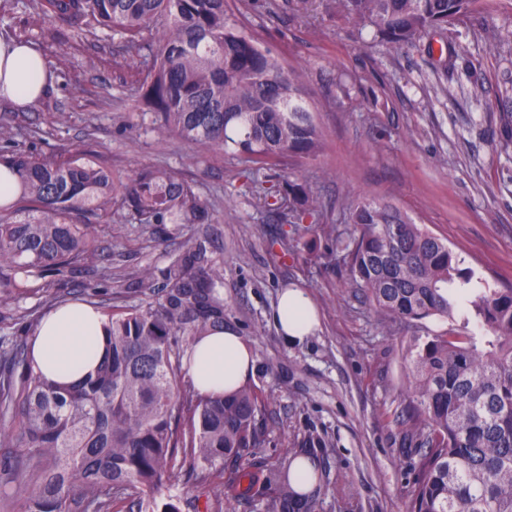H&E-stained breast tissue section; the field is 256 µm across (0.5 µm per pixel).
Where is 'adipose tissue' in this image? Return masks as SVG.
<instances>
[{"instance_id": "obj_1", "label": "adipose tissue", "mask_w": 512, "mask_h": 512, "mask_svg": "<svg viewBox=\"0 0 512 512\" xmlns=\"http://www.w3.org/2000/svg\"><path fill=\"white\" fill-rule=\"evenodd\" d=\"M48 63L29 44L0 41V98L17 105L35 104ZM274 322L283 336L300 341L317 325L315 305L305 289L288 288L278 297ZM106 318L85 303H67L49 311L37 327L31 355L36 373L52 383H73L94 374L104 352ZM186 367L204 396L233 393L254 371L253 355L235 333L216 330L194 339Z\"/></svg>"}]
</instances>
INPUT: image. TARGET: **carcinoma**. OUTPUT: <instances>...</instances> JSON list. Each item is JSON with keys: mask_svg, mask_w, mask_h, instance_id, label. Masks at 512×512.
Returning <instances> with one entry per match:
<instances>
[{"mask_svg": "<svg viewBox=\"0 0 512 512\" xmlns=\"http://www.w3.org/2000/svg\"><path fill=\"white\" fill-rule=\"evenodd\" d=\"M336 12L389 47L465 16L481 0H333ZM47 19L81 37L96 29L125 38L141 59V86L158 130L224 152L256 170L316 157L322 133L300 74L258 46L232 19L226 0H36ZM20 179L22 205L0 214V288L22 294L28 278L92 267L93 221L122 205L148 224H208V202L173 171L143 168L126 179L80 155L37 157L14 149L0 166ZM282 224L319 211L306 184L254 196ZM358 235L334 241L322 258L347 270L346 285L368 295L382 320L413 327L437 316L448 330L409 337L403 392L405 436L418 449L410 512H512V288L465 289L469 269L448 245L390 202L359 199L349 211ZM224 263L197 237L167 265L147 270L128 293L155 300L107 312L106 352L94 375L63 387L0 337V433L19 449L0 483L22 493L21 512H158L155 493L188 462L199 486L224 478V497L266 512H314L323 467L310 487L293 485L296 456L257 470L243 452L260 448L262 401L254 388L201 395L183 360L190 342L224 328ZM472 311L482 335L454 327Z\"/></svg>", "mask_w": 512, "mask_h": 512, "instance_id": "obj_1", "label": "carcinoma"}]
</instances>
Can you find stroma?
Listing matches in <instances>:
<instances>
[{"mask_svg": "<svg viewBox=\"0 0 512 512\" xmlns=\"http://www.w3.org/2000/svg\"><path fill=\"white\" fill-rule=\"evenodd\" d=\"M32 0H0V40L42 51L50 79L41 99L21 108L0 99V138L40 156L82 153L117 178L138 168L175 171L213 213L209 224H147L116 204L92 228L94 271H68L56 284L31 280L25 294L0 288V336L30 346L28 324L57 296L106 310L152 302L125 282L161 267L200 236L224 263V327L251 349L249 380L261 398L263 447L251 466L316 449L326 481L315 512H409L415 457L401 424L406 382L404 329L381 322L367 296L344 288L343 267H323L321 224L352 238L350 205L361 198L396 204L448 244L476 288H512V111L501 91L512 81V43L490 50L486 12L512 14L507 0L416 44L393 50L358 29L327 0H241L236 18L259 45L301 71L323 136L320 154L299 171H254L222 149L202 150L157 133L124 39L75 37L34 13ZM300 177L319 197L320 223L304 222L286 248L275 217L253 204L256 189ZM307 290L319 328L299 344L273 320L280 291ZM221 482L200 487L176 471L158 504L201 512Z\"/></svg>", "mask_w": 512, "mask_h": 512, "instance_id": "obj_1", "label": "stroma"}]
</instances>
